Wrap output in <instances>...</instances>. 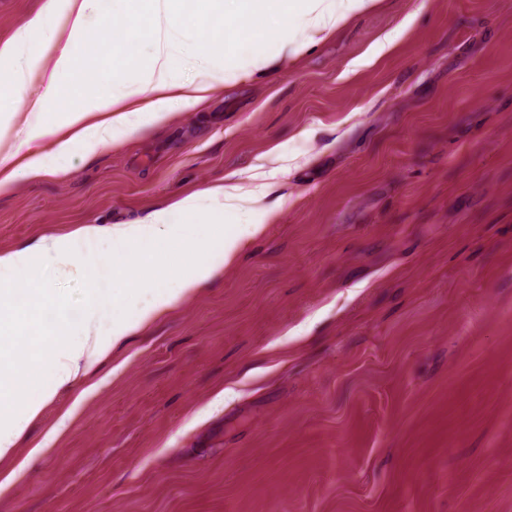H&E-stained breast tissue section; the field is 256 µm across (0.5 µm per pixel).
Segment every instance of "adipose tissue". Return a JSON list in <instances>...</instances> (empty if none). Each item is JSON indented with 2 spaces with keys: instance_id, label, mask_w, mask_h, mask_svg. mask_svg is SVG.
Returning a JSON list of instances; mask_svg holds the SVG:
<instances>
[{
  "instance_id": "adipose-tissue-1",
  "label": "adipose tissue",
  "mask_w": 512,
  "mask_h": 512,
  "mask_svg": "<svg viewBox=\"0 0 512 512\" xmlns=\"http://www.w3.org/2000/svg\"><path fill=\"white\" fill-rule=\"evenodd\" d=\"M57 0H47L42 14L18 31L13 43L0 47V112L19 102L27 90L31 71L20 61L21 52L32 51L55 11ZM125 23L116 26L113 10L104 9L102 0H72L70 33H85L90 23H97L102 32L112 37L106 52L90 50L77 54L63 50L56 60L57 71L82 75L97 71L118 80L135 66L136 57L130 49L131 38L148 39L153 46L149 71L138 83L122 92H114L103 102L105 115L96 123H88V110L73 104L72 94L53 91L37 100L35 111L51 110L65 118L73 127V136L60 140L47 154H34L20 166H13V175L36 179L64 170L75 146L85 152L114 141L122 131L133 130L137 119L150 116L157 120L167 114L173 104L187 107L201 103L204 92L223 85V70H208L194 86L178 85L174 77V34L184 20L195 21L209 52L220 54L250 40L256 22L272 16L267 25L269 38L287 41L288 25L297 22L325 29L346 23L353 13L373 6L376 0H346L343 11L326 14L324 0H122ZM145 98L146 109H130L126 103ZM0 177V191L12 177ZM234 194L225 186H210L176 202L174 209H161L144 221L104 226L85 224L73 234L49 236L37 244L7 254L0 253V275L13 278L11 285L0 284V458L8 455L29 423L42 411L57 391L74 383L94 360L103 358L112 346L131 335L156 314L178 299L194 292L224 263L232 262L240 240L223 237L205 243H192L186 252L191 263L189 274L176 275L173 288L153 291L150 299L136 307L133 315L121 310L120 297H107L98 288H88L79 315L82 339L68 340L67 303L50 294L37 279L39 268L69 264L75 259L76 239H109L112 243V273L121 278L126 291L147 288L142 268L154 262L152 250L142 248L147 239L172 237V210H196L201 200H230Z\"/></svg>"
}]
</instances>
